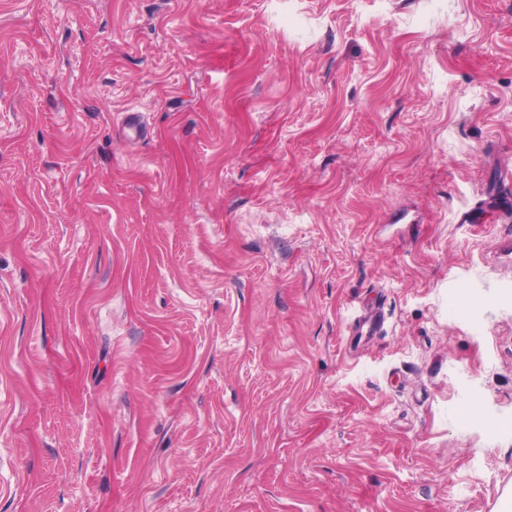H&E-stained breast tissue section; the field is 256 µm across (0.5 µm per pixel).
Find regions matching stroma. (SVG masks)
<instances>
[{
  "mask_svg": "<svg viewBox=\"0 0 512 512\" xmlns=\"http://www.w3.org/2000/svg\"><path fill=\"white\" fill-rule=\"evenodd\" d=\"M511 169L512 0H0V512H501ZM385 322L383 307L363 304L350 326L351 335L356 336L358 344L368 345L377 336H381Z\"/></svg>",
  "mask_w": 512,
  "mask_h": 512,
  "instance_id": "stroma-1",
  "label": "stroma"
}]
</instances>
